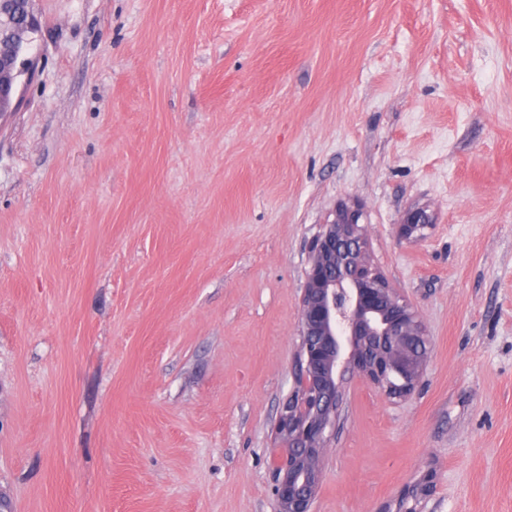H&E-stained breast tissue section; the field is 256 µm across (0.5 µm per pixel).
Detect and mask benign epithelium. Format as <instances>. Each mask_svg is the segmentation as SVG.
Masks as SVG:
<instances>
[{
	"instance_id": "obj_1",
	"label": "benign epithelium",
	"mask_w": 512,
	"mask_h": 512,
	"mask_svg": "<svg viewBox=\"0 0 512 512\" xmlns=\"http://www.w3.org/2000/svg\"><path fill=\"white\" fill-rule=\"evenodd\" d=\"M0 42V115L12 110L21 77L34 58L23 54L12 70ZM361 210L340 206L307 246L292 366L294 386L274 425L272 481L278 512H312L322 459L339 426L348 384H368L389 400H407L418 388L431 339L413 307L372 264ZM422 211L397 225L398 240L420 237Z\"/></svg>"
}]
</instances>
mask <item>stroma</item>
I'll list each match as a JSON object with an SVG mask.
<instances>
[{
	"label": "stroma",
	"mask_w": 512,
	"mask_h": 512,
	"mask_svg": "<svg viewBox=\"0 0 512 512\" xmlns=\"http://www.w3.org/2000/svg\"><path fill=\"white\" fill-rule=\"evenodd\" d=\"M33 12L0 116V512H275L342 203L432 353L409 400L351 384L313 512H512V0ZM10 55L11 50L4 48L3 43L0 42V116L11 112L12 99L20 78L23 76L28 78L34 67L33 56H28L26 52L19 58L16 72L12 73ZM7 98L10 102L6 104ZM429 223V219L422 211H414L409 214L403 224H397L396 237L398 240L418 239L420 232Z\"/></svg>",
	"instance_id": "obj_1"
}]
</instances>
